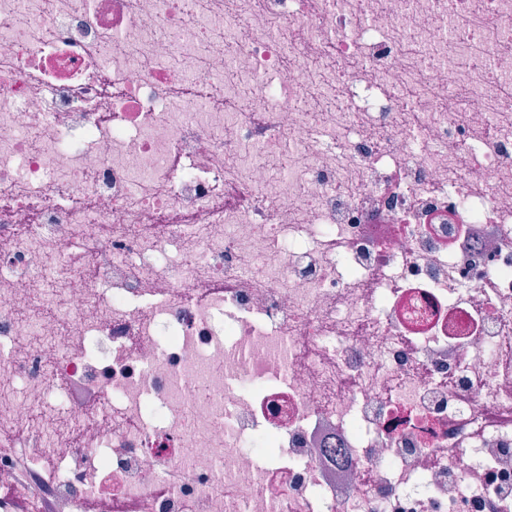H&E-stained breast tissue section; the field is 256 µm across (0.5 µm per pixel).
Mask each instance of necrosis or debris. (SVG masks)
Segmentation results:
<instances>
[{
    "mask_svg": "<svg viewBox=\"0 0 512 512\" xmlns=\"http://www.w3.org/2000/svg\"><path fill=\"white\" fill-rule=\"evenodd\" d=\"M0 435L32 512H512V0H0Z\"/></svg>",
    "mask_w": 512,
    "mask_h": 512,
    "instance_id": "necrosis-or-debris-1",
    "label": "necrosis or debris"
}]
</instances>
